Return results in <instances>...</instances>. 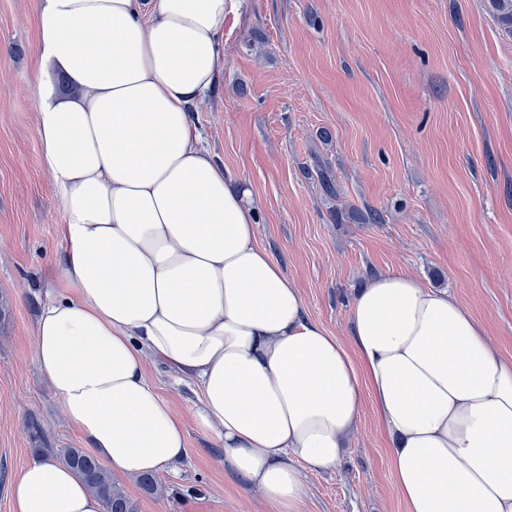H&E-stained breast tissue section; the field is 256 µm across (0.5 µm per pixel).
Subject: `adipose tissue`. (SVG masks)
Returning <instances> with one entry per match:
<instances>
[{
  "mask_svg": "<svg viewBox=\"0 0 512 512\" xmlns=\"http://www.w3.org/2000/svg\"><path fill=\"white\" fill-rule=\"evenodd\" d=\"M242 0H38V164L63 221L35 359L66 421L112 471L188 456L145 365L195 395L196 427L277 512L335 469L370 398L406 512H512V360L447 291L385 274L356 295L352 346L306 311L257 242V204L202 143L192 108L224 69ZM11 512H105L65 462L16 476Z\"/></svg>",
  "mask_w": 512,
  "mask_h": 512,
  "instance_id": "ef3b65f1",
  "label": "adipose tissue"
}]
</instances>
